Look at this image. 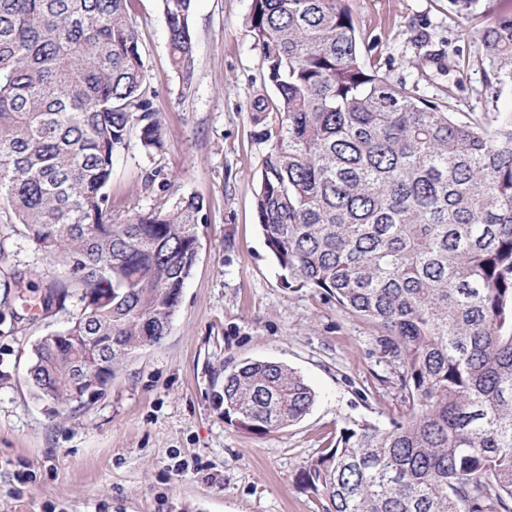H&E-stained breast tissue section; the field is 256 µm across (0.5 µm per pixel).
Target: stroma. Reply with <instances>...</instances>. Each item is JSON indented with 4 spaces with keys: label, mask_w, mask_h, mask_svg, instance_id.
<instances>
[{
    "label": "stroma",
    "mask_w": 512,
    "mask_h": 512,
    "mask_svg": "<svg viewBox=\"0 0 512 512\" xmlns=\"http://www.w3.org/2000/svg\"><path fill=\"white\" fill-rule=\"evenodd\" d=\"M164 147L149 155L130 138L115 159L112 219L203 199L208 221L168 335L127 359L104 390L55 413L28 383L39 338L79 306L44 310L48 279L66 270L0 223V250L21 285L0 282V512H326L304 468L355 422L401 420L400 367L385 329L334 297L287 282L258 228L262 161L276 126L257 112L274 97L248 25L252 0H194L195 71L175 73L159 0H132ZM363 38L379 41L391 76L433 98L454 80L413 63L415 32L445 51H480L484 21L448 11V0H348ZM512 107L480 72L458 92L460 115ZM152 184H145L146 173ZM245 360L298 371L316 399L297 423L266 433L224 418V374Z\"/></svg>",
    "instance_id": "obj_1"
}]
</instances>
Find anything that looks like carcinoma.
<instances>
[{"instance_id":"obj_1","label":"carcinoma","mask_w":512,"mask_h":512,"mask_svg":"<svg viewBox=\"0 0 512 512\" xmlns=\"http://www.w3.org/2000/svg\"><path fill=\"white\" fill-rule=\"evenodd\" d=\"M130 0H0V206L15 232L67 269L43 306L69 325L35 345L29 383L67 408L75 381L160 343L198 256L203 199L181 196L121 224L107 187L136 134L163 147ZM483 0H448L461 18ZM193 0H161L172 64L195 70ZM249 26L277 129L256 212L300 287L380 322L408 409L389 429L344 428L303 471L327 512H512V111L462 119L452 88L421 98L369 59L347 0H252ZM482 52L432 49L512 94V15ZM224 418L256 433L293 424L315 392L293 369L246 360L224 375Z\"/></svg>"}]
</instances>
